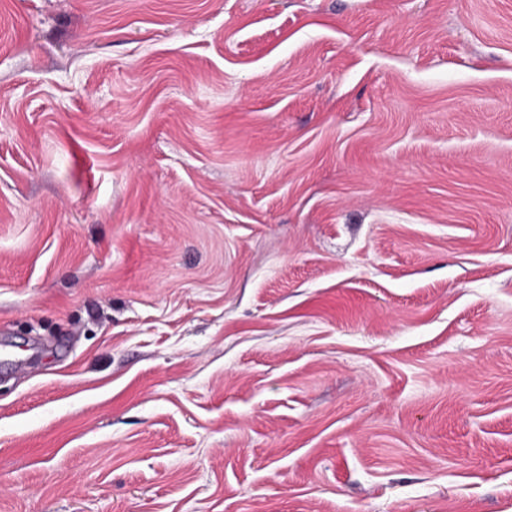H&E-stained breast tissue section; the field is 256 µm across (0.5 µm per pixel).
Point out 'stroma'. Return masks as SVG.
<instances>
[{
	"mask_svg": "<svg viewBox=\"0 0 512 512\" xmlns=\"http://www.w3.org/2000/svg\"><path fill=\"white\" fill-rule=\"evenodd\" d=\"M0 512H512V0H0Z\"/></svg>",
	"mask_w": 512,
	"mask_h": 512,
	"instance_id": "stroma-1",
	"label": "stroma"
}]
</instances>
